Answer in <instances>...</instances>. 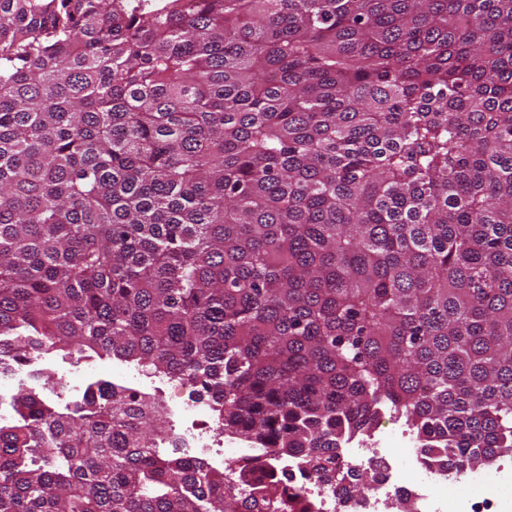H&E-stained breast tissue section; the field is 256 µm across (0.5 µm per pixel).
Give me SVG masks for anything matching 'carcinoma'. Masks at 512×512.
<instances>
[{"instance_id":"carcinoma-1","label":"carcinoma","mask_w":512,"mask_h":512,"mask_svg":"<svg viewBox=\"0 0 512 512\" xmlns=\"http://www.w3.org/2000/svg\"><path fill=\"white\" fill-rule=\"evenodd\" d=\"M134 362L359 499L512 452V0H0V356ZM0 423V512H289L112 382Z\"/></svg>"}]
</instances>
